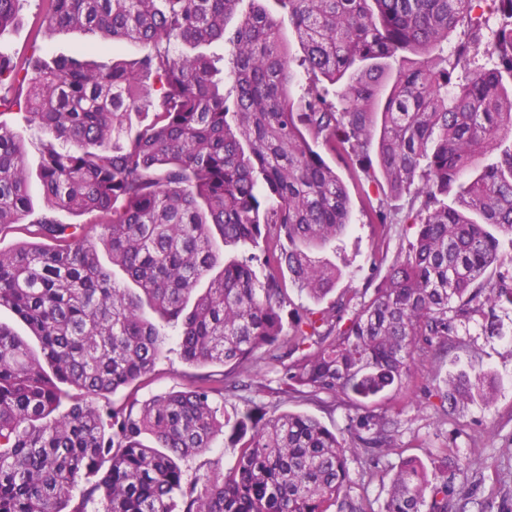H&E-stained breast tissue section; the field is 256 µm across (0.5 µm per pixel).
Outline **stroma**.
<instances>
[{"label": "stroma", "mask_w": 512, "mask_h": 512, "mask_svg": "<svg viewBox=\"0 0 512 512\" xmlns=\"http://www.w3.org/2000/svg\"><path fill=\"white\" fill-rule=\"evenodd\" d=\"M41 0H26L17 26L0 42L8 45L12 55L28 52L32 42H39L51 57H76L97 64L109 63L134 53L132 45L117 42L104 47L93 46L89 36L76 30L60 29L50 35L40 33ZM0 121L22 131L25 137V158L29 175V194L34 210H42L43 195L39 177V133L28 130L20 111L0 115ZM338 175L350 195L352 222L346 233L337 240L335 249L326 250V257L342 268L339 288L359 291L375 288L383 276L390 257L414 235L407 224L387 227L369 223L366 214L378 208L383 190L368 184L361 165L333 159ZM166 340L163 353L156 361L151 381L138 391L139 399L177 391L188 381L202 374V367L186 363L177 344V329L173 324L159 321ZM491 373L497 386L490 404L479 402L446 414L437 398L428 394L436 383L461 367ZM282 372L279 364H263L257 379L252 401L278 402L280 410L300 411L316 416L328 428L344 432L347 425L344 407L325 408L304 402L277 401L275 391L280 386ZM381 409L392 411L398 421L396 442L407 454L422 460L435 457L439 449L450 448L460 461L459 469L449 471L452 488H472L480 507L486 512H512V306L497 308L493 320L474 315L456 322L449 338L447 354L435 361L417 365L414 383L406 399L386 398Z\"/></svg>", "instance_id": "1"}]
</instances>
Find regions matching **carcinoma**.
I'll list each match as a JSON object with an SVG mask.
<instances>
[{
	"label": "carcinoma",
	"instance_id": "obj_1",
	"mask_svg": "<svg viewBox=\"0 0 512 512\" xmlns=\"http://www.w3.org/2000/svg\"><path fill=\"white\" fill-rule=\"evenodd\" d=\"M24 2L0 0V33ZM42 2L48 32L139 52L99 65L47 60L35 44L23 61L0 51V114L22 106L48 136L44 209L24 227L35 241L0 247V307L40 343L37 354L0 324V512L97 501L105 512H372L350 495L348 461L384 479L376 463L395 448L397 420L376 398L407 394L456 321L512 306V277L485 278L512 264L500 241L512 243V0H276L278 17L250 0L234 26L243 0ZM285 24L303 55H290ZM213 43L220 68L180 50ZM373 150L390 195L411 198L400 219L381 208L373 222L409 224L414 237L372 293L347 290L286 332L285 280L322 301L341 275L322 252L349 226V194L325 154ZM488 153L494 162L462 179ZM24 155L0 121V235L32 213ZM58 209L96 216L137 289L113 281L86 227L58 222ZM217 234L262 241V254L227 262ZM146 303L180 325L186 362L218 371L101 408L94 399L147 378L163 351ZM266 362L282 366L280 399L343 405L347 436L276 402L267 417H226ZM491 391L482 372L435 389L445 413ZM227 430L235 465L184 479L179 462ZM452 459H402L382 512H472L473 493L448 487Z\"/></svg>",
	"mask_w": 512,
	"mask_h": 512
}]
</instances>
